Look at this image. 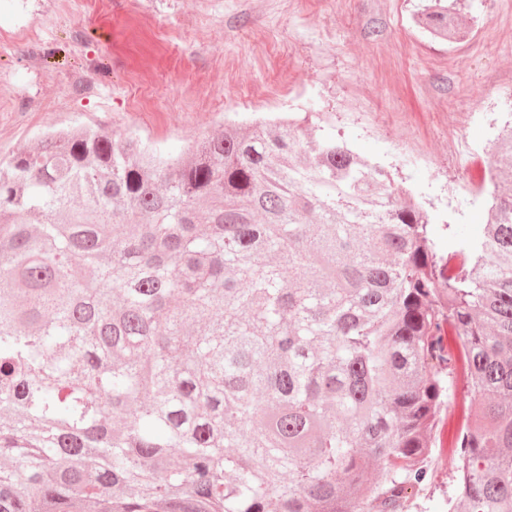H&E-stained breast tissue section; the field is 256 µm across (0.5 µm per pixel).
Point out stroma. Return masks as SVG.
<instances>
[{
	"label": "stroma",
	"instance_id": "stroma-1",
	"mask_svg": "<svg viewBox=\"0 0 512 512\" xmlns=\"http://www.w3.org/2000/svg\"><path fill=\"white\" fill-rule=\"evenodd\" d=\"M0 0V31L35 30L51 56L0 52V159L57 128L132 135L166 155L198 136L288 112L386 166L434 217L469 235L486 151L512 120V0H462L469 34L430 39L419 0ZM104 70L68 93L77 73ZM449 415L428 459L432 479L407 512H448L455 486Z\"/></svg>",
	"mask_w": 512,
	"mask_h": 512
}]
</instances>
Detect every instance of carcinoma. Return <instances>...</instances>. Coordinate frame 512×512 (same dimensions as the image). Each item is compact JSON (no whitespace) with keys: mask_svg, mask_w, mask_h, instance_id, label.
I'll return each instance as SVG.
<instances>
[{"mask_svg":"<svg viewBox=\"0 0 512 512\" xmlns=\"http://www.w3.org/2000/svg\"><path fill=\"white\" fill-rule=\"evenodd\" d=\"M490 182L444 255L390 170L281 119L1 161L0 512H402L447 410L449 512H512L508 123Z\"/></svg>","mask_w":512,"mask_h":512,"instance_id":"1","label":"carcinoma"}]
</instances>
